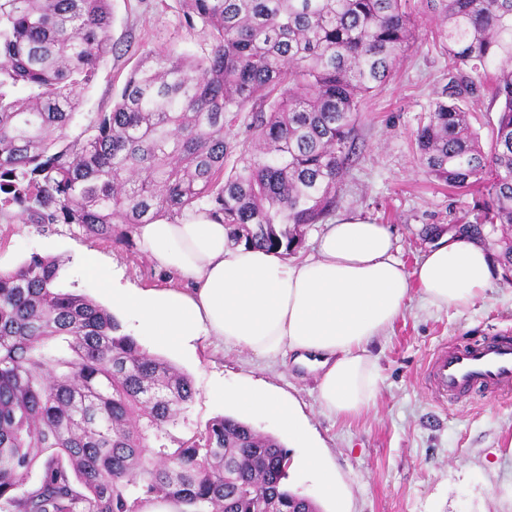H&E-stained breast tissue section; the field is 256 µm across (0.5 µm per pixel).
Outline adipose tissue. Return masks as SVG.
I'll return each mask as SVG.
<instances>
[{"mask_svg": "<svg viewBox=\"0 0 512 512\" xmlns=\"http://www.w3.org/2000/svg\"><path fill=\"white\" fill-rule=\"evenodd\" d=\"M135 233L158 268L188 283L113 288V307L128 312L153 345L189 351L212 339L267 362L291 357L314 365L319 403L338 418L372 405L380 380L372 346L402 314L412 288L431 307L465 309L493 284L491 254L480 240L442 235L409 270L389 227L355 215L323 225L314 253L303 258L234 241L228 227L191 213L137 225ZM223 396L277 423L304 449L303 468L323 496L337 498L336 472L290 401L263 383Z\"/></svg>", "mask_w": 512, "mask_h": 512, "instance_id": "1", "label": "adipose tissue"}]
</instances>
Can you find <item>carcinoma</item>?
Masks as SVG:
<instances>
[{
	"mask_svg": "<svg viewBox=\"0 0 512 512\" xmlns=\"http://www.w3.org/2000/svg\"><path fill=\"white\" fill-rule=\"evenodd\" d=\"M213 43L203 58L148 54L86 137L69 139L80 93L113 49L109 0H0V220L117 225L195 212L235 242L290 255L336 209L362 100L413 43L409 0H184ZM448 55V85L415 141L420 165L487 200L476 223L510 231L512 0H424ZM492 73L489 151L457 76ZM245 128L246 137L226 129ZM233 159L226 168L227 159ZM60 261L0 270V512H315L288 488L289 452L232 416L168 444L191 379L122 332L106 308L57 287Z\"/></svg>",
	"mask_w": 512,
	"mask_h": 512,
	"instance_id": "cac0c4a2",
	"label": "carcinoma"
}]
</instances>
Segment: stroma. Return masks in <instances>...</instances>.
Masks as SVG:
<instances>
[{"mask_svg":"<svg viewBox=\"0 0 512 512\" xmlns=\"http://www.w3.org/2000/svg\"><path fill=\"white\" fill-rule=\"evenodd\" d=\"M417 20L414 44L395 79L362 103L356 153L341 186L337 215L358 214L389 225L398 258L406 268L432 245L424 228L447 231L473 222L483 198L432 182L420 167L413 133L428 103L448 82V57L421 0H410ZM115 45L81 95L80 117L70 137L83 135L101 114L111 112L124 82L145 53L170 49L197 57L211 48L208 28L188 24L182 0H111ZM483 146L492 143L498 104L489 82L479 79L460 100ZM93 252L113 268L122 284L169 288L170 275L157 269L136 239L100 240L75 224H1L0 269L11 270L32 255L58 258L62 291L111 301L97 279L83 273ZM512 329V283L495 277L466 311L437 310L413 289L403 314L379 336L374 353L381 381L372 407L356 418L327 415L318 400L313 373L291 364L270 363L240 348L211 340L191 353L160 350V357L187 374L195 389L186 420L171 428L172 442L204 429L213 418H245L213 387L261 382L289 398L308 421L327 463L338 477L348 512H512V398H477L463 404L436 403L426 384L432 351L441 343L480 331Z\"/></svg>","mask_w":512,"mask_h":512,"instance_id":"obj_1","label":"stroma"}]
</instances>
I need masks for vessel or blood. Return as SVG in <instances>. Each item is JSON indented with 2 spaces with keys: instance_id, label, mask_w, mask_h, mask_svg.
Returning a JSON list of instances; mask_svg holds the SVG:
<instances>
[{
  "instance_id": "b4317fda",
  "label": "vessel or blood",
  "mask_w": 512,
  "mask_h": 512,
  "mask_svg": "<svg viewBox=\"0 0 512 512\" xmlns=\"http://www.w3.org/2000/svg\"><path fill=\"white\" fill-rule=\"evenodd\" d=\"M428 381L434 398L447 404L512 394V333L440 346L429 360Z\"/></svg>"
}]
</instances>
